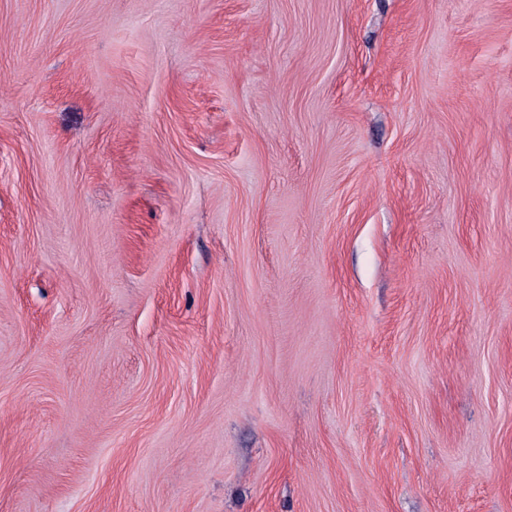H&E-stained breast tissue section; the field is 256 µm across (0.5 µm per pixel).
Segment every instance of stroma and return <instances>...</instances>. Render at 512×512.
I'll return each mask as SVG.
<instances>
[{
    "label": "stroma",
    "instance_id": "obj_1",
    "mask_svg": "<svg viewBox=\"0 0 512 512\" xmlns=\"http://www.w3.org/2000/svg\"><path fill=\"white\" fill-rule=\"evenodd\" d=\"M0 512H512V0H0Z\"/></svg>",
    "mask_w": 512,
    "mask_h": 512
}]
</instances>
